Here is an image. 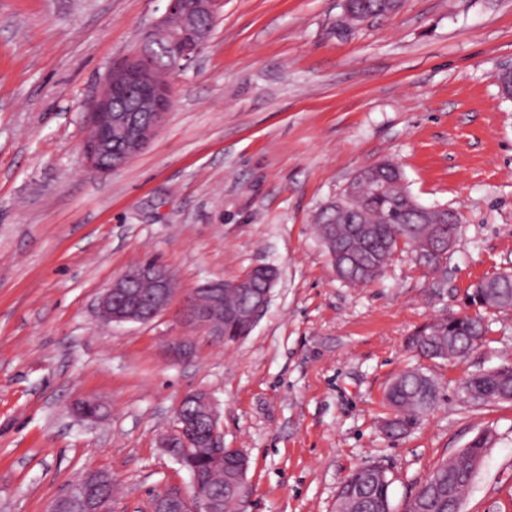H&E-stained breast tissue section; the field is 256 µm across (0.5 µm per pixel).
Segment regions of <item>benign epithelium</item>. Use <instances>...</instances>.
Returning <instances> with one entry per match:
<instances>
[{
    "instance_id": "obj_1",
    "label": "benign epithelium",
    "mask_w": 512,
    "mask_h": 512,
    "mask_svg": "<svg viewBox=\"0 0 512 512\" xmlns=\"http://www.w3.org/2000/svg\"><path fill=\"white\" fill-rule=\"evenodd\" d=\"M165 12L158 25L166 27L177 18L180 28L171 33L167 50L171 71H176L195 60L211 33L216 0H194L186 7V0H165ZM143 51L113 65L87 113L89 135L85 141L89 166L100 172L110 173L128 164L158 134L172 100L169 84L153 78L151 62L152 31L142 36ZM143 91L141 105L115 110L113 103L129 95L131 89ZM369 168L355 174L342 195L331 203L336 215L348 222L357 218L352 207L357 199V184L368 181ZM262 284L254 283V272L231 279L209 280L195 288L187 301L182 317L185 322L203 330L214 341L223 343L224 320L253 324L268 305L272 288L277 281V269L263 265ZM149 286L142 292L140 285ZM174 276L155 263L137 264L114 279L99 300L101 319L107 323H147L165 311L174 295ZM231 289L241 298L235 309L224 307L225 289ZM162 447L172 452L176 459L182 455L178 448H206L214 456L224 455V436L219 432L217 411L204 392L187 394L176 413V426L162 439ZM237 460L226 476L242 487L240 501H245L249 487L245 480L247 459L241 449H236ZM192 492H185L172 484L159 494L151 504V512H222L224 502L211 487L192 481ZM112 490V478L101 471L88 470L65 493L56 498L49 512H110L111 498L100 491Z\"/></svg>"
}]
</instances>
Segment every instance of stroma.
Instances as JSON below:
<instances>
[{
    "instance_id": "1",
    "label": "stroma",
    "mask_w": 512,
    "mask_h": 512,
    "mask_svg": "<svg viewBox=\"0 0 512 512\" xmlns=\"http://www.w3.org/2000/svg\"><path fill=\"white\" fill-rule=\"evenodd\" d=\"M163 9L0 0V512H48L91 467L112 477V512L190 488L159 438L195 391L249 459L245 512H336L344 478L371 463L404 512L488 428L461 510L512 512V402L464 390L512 363V309L486 313L464 359L407 346L466 311L473 283L512 271V100L494 79L512 66V0H402L346 33L343 0H218L202 52L170 76L158 135L99 173L84 155L90 103ZM383 160L419 203L460 216L441 286L401 250L376 281L342 282L316 233L350 178ZM148 260L177 279L170 307L103 325L104 289ZM264 264L278 279L249 336L222 344L183 321L199 284ZM177 339L190 357L170 356ZM410 369L437 401L391 438L385 391ZM85 400L105 416H77Z\"/></svg>"
}]
</instances>
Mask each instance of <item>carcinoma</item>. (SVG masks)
<instances>
[{
  "label": "carcinoma",
  "mask_w": 512,
  "mask_h": 512,
  "mask_svg": "<svg viewBox=\"0 0 512 512\" xmlns=\"http://www.w3.org/2000/svg\"><path fill=\"white\" fill-rule=\"evenodd\" d=\"M355 4L373 17L395 11L399 4L393 0H355ZM383 186L380 193L373 185L362 189L357 209L365 212L363 228L367 234L357 232L356 224H334V212L323 210L317 218V233L322 244L331 238L336 243L334 267L354 273L353 280L368 284L379 277L392 255L402 246L419 254V244L425 236L456 234L457 225L450 223L458 216L442 211L418 218L416 206L409 202V192L403 187V173L391 160L377 163L373 168ZM417 263L433 275L447 273L448 251L420 254ZM469 302L482 309L512 308V274L497 273L470 286ZM488 331L482 319L465 313L453 318L437 319L419 327L409 338L410 346L428 359H455L458 351ZM465 389L481 393L488 401H506L512 394V364L474 375L465 383ZM434 381L420 371H408L396 377L388 386L385 400L391 410L386 420V431L401 436L411 431L437 400ZM185 460L193 464L201 479L224 485L226 512H237L235 491L224 484V469L209 457L190 450ZM474 475L465 468H451L444 462L438 465L418 490V504L422 512H450L448 491L464 494ZM390 480L375 477V466L363 465L350 473L342 482L338 494V512H383L391 509Z\"/></svg>",
  "instance_id": "carcinoma-1"
}]
</instances>
